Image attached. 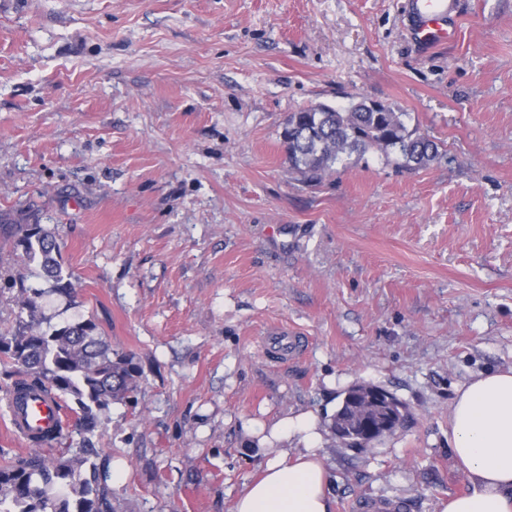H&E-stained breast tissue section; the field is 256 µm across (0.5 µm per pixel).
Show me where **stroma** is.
<instances>
[{
	"label": "stroma",
	"instance_id": "stroma-1",
	"mask_svg": "<svg viewBox=\"0 0 512 512\" xmlns=\"http://www.w3.org/2000/svg\"><path fill=\"white\" fill-rule=\"evenodd\" d=\"M409 0H0V278L43 287L9 244L54 229L75 293L141 377L93 434L116 512H233L271 427L328 426L354 385L407 422L365 448L327 440L333 512L360 500L439 512L470 491L448 410L512 367V0H458L425 49ZM360 99L440 146L423 169L378 149L308 183L290 113ZM276 325L306 340L268 357Z\"/></svg>",
	"mask_w": 512,
	"mask_h": 512
}]
</instances>
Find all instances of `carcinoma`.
Instances as JSON below:
<instances>
[{"instance_id":"carcinoma-1","label":"carcinoma","mask_w":512,"mask_h":512,"mask_svg":"<svg viewBox=\"0 0 512 512\" xmlns=\"http://www.w3.org/2000/svg\"><path fill=\"white\" fill-rule=\"evenodd\" d=\"M406 113L386 107L369 108L361 100L347 108L293 112L283 139L291 168L301 177L319 180L331 173L338 160L364 153L373 146L395 153L404 165L424 168L439 155L438 145L408 130ZM37 264L39 276L49 288L25 287L15 282L21 296V312L14 324L0 333V365L9 380L5 391L54 390L64 408L76 413L84 431L99 425V413L113 403L124 402L138 390L141 377L133 358L112 350L90 319L76 320L45 330L39 299L51 292L73 293V272L60 261L53 231L29 224L14 242ZM402 403L375 386H352L331 418L333 435L349 447L359 444L353 435L366 424L380 437L405 417ZM60 434H45L37 446L0 468V512H115L112 491L87 474L85 465L94 448H57Z\"/></svg>"}]
</instances>
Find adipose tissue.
I'll list each match as a JSON object with an SVG mask.
<instances>
[{"label":"adipose tissue","mask_w":512,"mask_h":512,"mask_svg":"<svg viewBox=\"0 0 512 512\" xmlns=\"http://www.w3.org/2000/svg\"><path fill=\"white\" fill-rule=\"evenodd\" d=\"M276 433L302 443L296 456L271 448L260 479L233 512H333L323 436L313 414L289 416ZM448 443L473 487L442 501L440 512H512V369L481 373L461 386L448 414Z\"/></svg>","instance_id":"1"}]
</instances>
